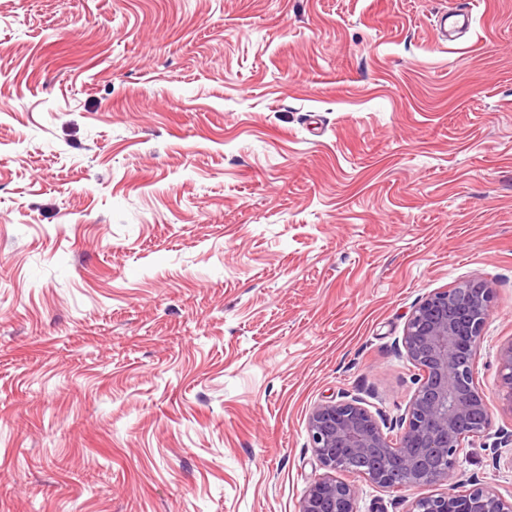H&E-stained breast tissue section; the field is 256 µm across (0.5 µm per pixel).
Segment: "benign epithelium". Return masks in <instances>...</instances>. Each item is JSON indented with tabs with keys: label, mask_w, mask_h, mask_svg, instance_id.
<instances>
[{
	"label": "benign epithelium",
	"mask_w": 512,
	"mask_h": 512,
	"mask_svg": "<svg viewBox=\"0 0 512 512\" xmlns=\"http://www.w3.org/2000/svg\"><path fill=\"white\" fill-rule=\"evenodd\" d=\"M493 290L476 280L428 294L410 313L402 336L407 357L421 372L405 413L391 420L374 413L357 397L315 406L307 423L311 448L328 470L312 484L299 512H356L351 484L335 473L373 450L383 467L364 474L382 489L413 488L446 482L456 472L464 440H485L484 447L512 443L500 430L488 444L490 414L485 392L474 379V359L483 337ZM499 396L512 410V342L499 351ZM400 429L399 439L387 431ZM400 472L395 484L391 477ZM470 488L416 498L409 512H512L508 500L480 480Z\"/></svg>",
	"instance_id": "1"
}]
</instances>
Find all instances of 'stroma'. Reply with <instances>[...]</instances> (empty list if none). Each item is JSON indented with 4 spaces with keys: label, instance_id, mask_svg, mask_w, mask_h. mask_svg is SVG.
Instances as JSON below:
<instances>
[{
    "label": "stroma",
    "instance_id": "1",
    "mask_svg": "<svg viewBox=\"0 0 512 512\" xmlns=\"http://www.w3.org/2000/svg\"><path fill=\"white\" fill-rule=\"evenodd\" d=\"M470 2L448 45V0H0V512H298L310 411L402 414L467 280L512 427V0ZM473 477L511 496L512 445ZM469 6V2L465 3ZM466 6L465 8L459 9L458 6L450 9L449 11L443 12L437 19L435 26V34L439 41L442 42H452L459 38V36L467 31L470 27V19L471 12L470 8ZM462 16V23L460 21H455L452 28L448 29V19L450 17H459ZM498 379L499 396L512 409V342L499 351Z\"/></svg>",
    "mask_w": 512,
    "mask_h": 512
}]
</instances>
